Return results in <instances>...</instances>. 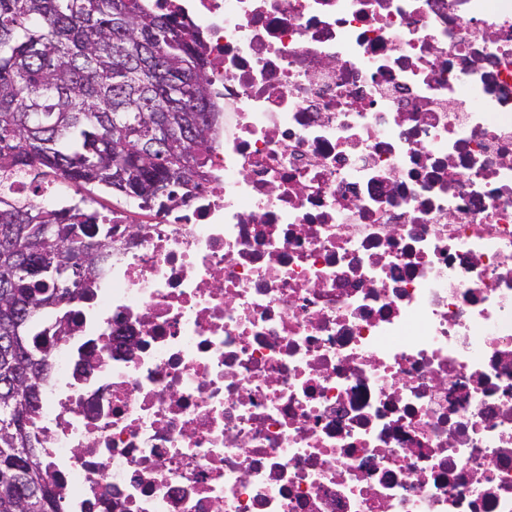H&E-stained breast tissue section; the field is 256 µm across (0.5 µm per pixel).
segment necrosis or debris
Here are the masks:
<instances>
[{"mask_svg":"<svg viewBox=\"0 0 512 512\" xmlns=\"http://www.w3.org/2000/svg\"><path fill=\"white\" fill-rule=\"evenodd\" d=\"M210 181L142 218L36 431L65 512H512V0H149Z\"/></svg>","mask_w":512,"mask_h":512,"instance_id":"obj_1","label":"necrosis or debris"}]
</instances>
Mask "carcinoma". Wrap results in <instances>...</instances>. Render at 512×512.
Masks as SVG:
<instances>
[{"instance_id": "obj_1", "label": "carcinoma", "mask_w": 512, "mask_h": 512, "mask_svg": "<svg viewBox=\"0 0 512 512\" xmlns=\"http://www.w3.org/2000/svg\"><path fill=\"white\" fill-rule=\"evenodd\" d=\"M197 35L145 0H0V187L17 173L106 189L141 205L203 186L221 110ZM0 195V512H62L34 430L60 307L83 299L112 255V225L87 208ZM87 257L86 279L36 274ZM26 422L16 424L19 414ZM28 491L21 507L15 501Z\"/></svg>"}]
</instances>
